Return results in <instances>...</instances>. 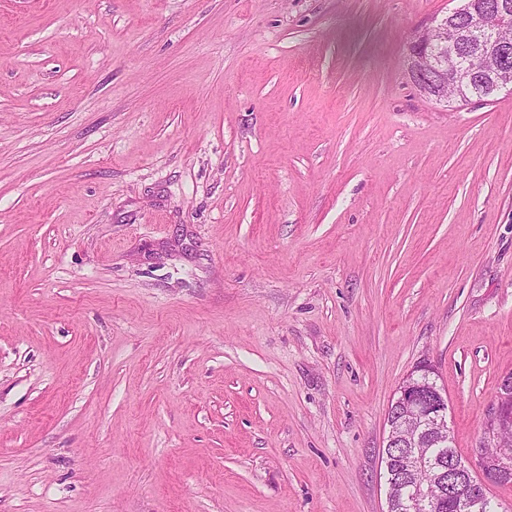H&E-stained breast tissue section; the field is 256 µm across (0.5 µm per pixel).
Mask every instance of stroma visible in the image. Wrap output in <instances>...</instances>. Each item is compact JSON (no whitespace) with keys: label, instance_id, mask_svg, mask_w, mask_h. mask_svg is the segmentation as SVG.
Listing matches in <instances>:
<instances>
[{"label":"stroma","instance_id":"35a3bbf8","mask_svg":"<svg viewBox=\"0 0 512 512\" xmlns=\"http://www.w3.org/2000/svg\"><path fill=\"white\" fill-rule=\"evenodd\" d=\"M454 0H0V512H386L433 366L512 372V94L405 64Z\"/></svg>","mask_w":512,"mask_h":512}]
</instances>
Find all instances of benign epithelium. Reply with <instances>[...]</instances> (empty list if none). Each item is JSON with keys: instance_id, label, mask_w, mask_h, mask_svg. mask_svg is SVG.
<instances>
[{"instance_id": "benign-epithelium-1", "label": "benign epithelium", "mask_w": 512, "mask_h": 512, "mask_svg": "<svg viewBox=\"0 0 512 512\" xmlns=\"http://www.w3.org/2000/svg\"><path fill=\"white\" fill-rule=\"evenodd\" d=\"M511 15L512 3L508 0H484L479 10L463 6L452 12L461 19L460 27L448 25L446 16L431 19L415 31L408 46L410 80L421 87H434V100L446 104L451 102L444 93L446 88L485 73L497 76L498 87L512 93V43L499 37ZM394 406L405 419L420 422L415 432L403 433L400 424L387 421L388 436L400 440V447L417 448L432 432L441 445L451 440L448 395L436 381L406 380L397 390ZM507 429H512V372L500 380L484 428V441L499 437ZM431 468L436 481L448 489L442 499L463 507L486 488L512 483V448H501L493 456L481 453L474 467L450 457L433 460Z\"/></svg>"}]
</instances>
